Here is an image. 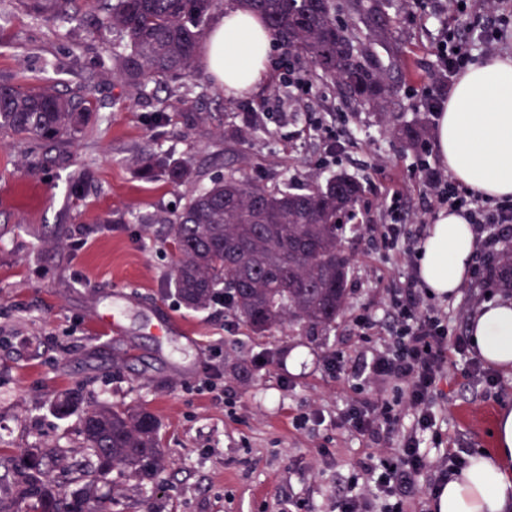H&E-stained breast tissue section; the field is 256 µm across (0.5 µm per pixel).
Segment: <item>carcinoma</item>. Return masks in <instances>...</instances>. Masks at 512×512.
Here are the masks:
<instances>
[{
  "mask_svg": "<svg viewBox=\"0 0 512 512\" xmlns=\"http://www.w3.org/2000/svg\"><path fill=\"white\" fill-rule=\"evenodd\" d=\"M100 14L99 31L112 34V76L146 86L168 78L193 81L196 60L213 15L224 0H85ZM259 15L270 33L305 55V80L340 87L357 107L386 117L397 64L383 65L371 45L393 40V0H233ZM87 107L78 95L52 87L22 92L0 83V128L23 140H72L86 125ZM392 136L415 150L426 126L414 122ZM146 174L175 184L196 171L188 160L147 159ZM362 184L337 174L322 184L268 187L232 174L191 194L166 219L177 252L171 273L179 302L203 310L221 302L250 335L264 337L285 327L328 333L348 304L351 263L341 260L344 219L356 216ZM489 281L512 290V248L496 256ZM82 396L67 394L56 404L65 417L79 409ZM82 432L91 460L68 492L43 467L38 448L13 454L0 468L11 476V499L27 512H112L100 493L109 474L105 460L138 480L153 478L168 464L159 422L146 409L97 405L83 411Z\"/></svg>",
  "mask_w": 512,
  "mask_h": 512,
  "instance_id": "1",
  "label": "carcinoma"
}]
</instances>
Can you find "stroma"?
<instances>
[{"label": "stroma", "mask_w": 512, "mask_h": 512, "mask_svg": "<svg viewBox=\"0 0 512 512\" xmlns=\"http://www.w3.org/2000/svg\"><path fill=\"white\" fill-rule=\"evenodd\" d=\"M392 12L407 72L390 112L394 122L434 127L419 92L439 78L437 20L428 9L407 11L404 0H394ZM93 27L82 0L55 18L37 15L28 0H0V82L80 90L91 112L84 133L69 142L36 146L0 130V454L63 448L71 461L86 459L80 413L62 418L53 410L57 396L77 391L87 407L152 412L172 461L143 482L113 469L101 490L114 512H336L350 477L380 447L337 425L355 381L327 372L323 361L335 351L355 368L388 344L382 332L357 336L354 320L365 313L385 324L391 293L411 274L371 245L387 193L403 194L410 225L436 216L415 152L385 133L377 112L355 109L336 88L309 99L289 94L286 66L302 67L304 58H284L282 43H274L249 91L230 93L205 77V96L178 107L175 81L138 89L108 71L90 80L112 53L111 38L96 37ZM246 112L254 113L256 131L228 145L225 130ZM325 116L342 129L347 148L323 168L324 144L312 122ZM145 151L192 161L197 179L176 186L146 178ZM87 171L82 193L70 195L71 182ZM230 173L269 186H306L339 173L363 183L362 223L345 239L353 262L349 304L326 342L280 332L259 340L223 306L196 312L175 296V252L155 218ZM79 238L85 244L78 248ZM119 293L129 302L121 330L111 332L96 314ZM499 294L469 280L440 305L464 331L475 306ZM158 312L178 323L179 336L157 338ZM265 350L278 352V363L257 375L233 371L238 359ZM466 370L457 361L440 386L446 446L427 450L437 464L449 447L464 458L493 448L494 419L512 407V371L495 370L489 387Z\"/></svg>", "instance_id": "35a3bbf8"}]
</instances>
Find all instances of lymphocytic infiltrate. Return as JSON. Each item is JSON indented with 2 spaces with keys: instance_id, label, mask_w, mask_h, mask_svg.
I'll return each instance as SVG.
<instances>
[{
  "instance_id": "lymphocytic-infiltrate-1",
  "label": "lymphocytic infiltrate",
  "mask_w": 512,
  "mask_h": 512,
  "mask_svg": "<svg viewBox=\"0 0 512 512\" xmlns=\"http://www.w3.org/2000/svg\"><path fill=\"white\" fill-rule=\"evenodd\" d=\"M436 13H449L452 26L442 27L434 44V54L442 81L425 88L421 102L425 111L440 112L447 83L474 63L476 53L491 54L512 28V0H484L481 13H474L471 0H440ZM428 145L416 153V169L422 186L434 206H448L462 213L472 224L484 248V260L473 270L476 279H485L491 260L501 243L512 240V199L480 202L472 191L444 179L429 161ZM383 223L374 225L373 237L384 249L397 251L405 262L417 256L407 246L401 193L389 194L384 205ZM426 290L418 277H410L390 297L387 351L373 355L355 375L360 382L389 383L392 393L377 397L360 395L349 401L339 415L340 424L352 433L371 436L385 453L368 457L362 465L373 483L372 489L351 477L352 493L336 504L337 512H370L373 498L384 501V512H407L415 493V478L430 463L422 449L424 440L441 445L435 405L439 384L455 359H465L471 375L483 382L493 376L475 357L469 335L448 326V315L440 307L426 303ZM412 411L413 423L401 438L393 433L405 411Z\"/></svg>"
}]
</instances>
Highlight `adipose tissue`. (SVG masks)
<instances>
[{
	"mask_svg": "<svg viewBox=\"0 0 512 512\" xmlns=\"http://www.w3.org/2000/svg\"><path fill=\"white\" fill-rule=\"evenodd\" d=\"M272 37L262 19L232 8L216 13L204 68L220 86L249 91L264 71ZM435 148L455 180L490 199L512 197V57L470 65L436 119ZM464 216L441 211L422 242L417 275L430 294L456 296L477 251ZM468 331L489 365L512 369V298L479 304ZM434 512H512V408L499 412L492 451L468 457L432 503Z\"/></svg>",
	"mask_w": 512,
	"mask_h": 512,
	"instance_id": "1",
	"label": "adipose tissue"
}]
</instances>
